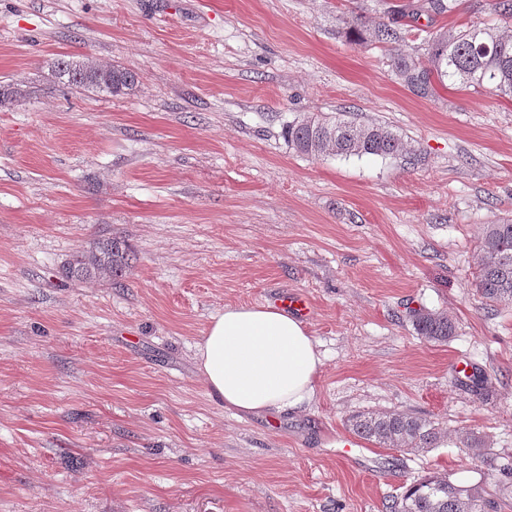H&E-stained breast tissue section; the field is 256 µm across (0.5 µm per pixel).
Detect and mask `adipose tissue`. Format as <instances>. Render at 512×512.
<instances>
[{"mask_svg": "<svg viewBox=\"0 0 512 512\" xmlns=\"http://www.w3.org/2000/svg\"><path fill=\"white\" fill-rule=\"evenodd\" d=\"M195 361L211 399L240 415L303 409L322 366L304 324L269 305H228L213 315Z\"/></svg>", "mask_w": 512, "mask_h": 512, "instance_id": "ef3b65f1", "label": "adipose tissue"}]
</instances>
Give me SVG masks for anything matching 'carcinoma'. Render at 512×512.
Wrapping results in <instances>:
<instances>
[{
  "label": "carcinoma",
  "instance_id": "obj_1",
  "mask_svg": "<svg viewBox=\"0 0 512 512\" xmlns=\"http://www.w3.org/2000/svg\"><path fill=\"white\" fill-rule=\"evenodd\" d=\"M372 36L380 43L397 42L401 31L390 21L378 19ZM425 60L398 56L393 70L414 93L426 95L433 82L447 81L475 91L490 89L512 99V35L495 28L468 26L437 34L426 40ZM63 90L95 91L109 96L131 95L137 75L124 67L87 60L59 58L50 73ZM32 87L0 85V109H10L32 98ZM288 143L299 154L314 158L337 156H401L407 153L402 137L383 125L363 124L340 116L334 119L303 117L288 123ZM481 261L474 286L489 307H512V222L503 220L484 227L479 242ZM125 245L112 238L100 240L91 249L68 262L65 273L78 281L114 279L130 266ZM411 322L416 334L443 343L454 335L455 323L446 312L415 310ZM348 428L376 445L399 450L431 448L438 431L431 422L398 412L369 411L351 416ZM479 487H464L448 476L429 472L414 479L399 495L384 504L385 512H500L499 495Z\"/></svg>",
  "mask_w": 512,
  "mask_h": 512
}]
</instances>
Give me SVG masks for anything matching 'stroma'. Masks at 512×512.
<instances>
[{
  "mask_svg": "<svg viewBox=\"0 0 512 512\" xmlns=\"http://www.w3.org/2000/svg\"><path fill=\"white\" fill-rule=\"evenodd\" d=\"M417 0H0V512H383L417 476L487 491L512 481V307L474 288L485 225L512 220V99L434 84L397 55L496 0L400 19ZM69 56L135 72L130 96L63 91ZM344 113L410 156L294 152L289 121ZM125 240L117 280L73 281L94 241ZM306 297L323 365L298 414L242 417L195 366L227 305ZM445 311L448 342L410 310ZM479 380L485 396L466 386ZM401 412L431 448L337 443L351 415ZM486 438L481 458L461 441ZM34 92L32 87L24 84H1L0 109H11L12 107L21 105L24 101L31 99Z\"/></svg>",
  "mask_w": 512,
  "mask_h": 512,
  "instance_id": "35a3bbf8",
  "label": "stroma"
}]
</instances>
